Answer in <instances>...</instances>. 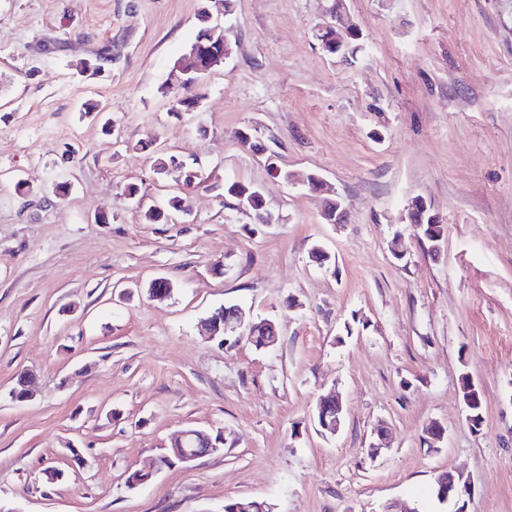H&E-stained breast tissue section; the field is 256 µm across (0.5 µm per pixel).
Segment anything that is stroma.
<instances>
[{
	"label": "stroma",
	"instance_id": "1",
	"mask_svg": "<svg viewBox=\"0 0 512 512\" xmlns=\"http://www.w3.org/2000/svg\"><path fill=\"white\" fill-rule=\"evenodd\" d=\"M331 4L236 0L231 57L175 112L200 0H0V512H224L240 497L453 512L433 496L444 471L471 477L468 512H512V0H346L353 57L316 38ZM163 153L196 170L191 187L155 173ZM228 182L257 187L275 223L252 224ZM180 193L176 223L146 221ZM327 197L345 223L323 220ZM417 197L440 244L408 222ZM157 278L171 297L150 299ZM230 304L275 322L278 344L201 336ZM23 371L34 395L17 403ZM465 375L485 396L477 431ZM332 391L333 435L313 422ZM186 427L222 433L221 450L129 488ZM49 466L66 479L47 483Z\"/></svg>",
	"mask_w": 512,
	"mask_h": 512
}]
</instances>
